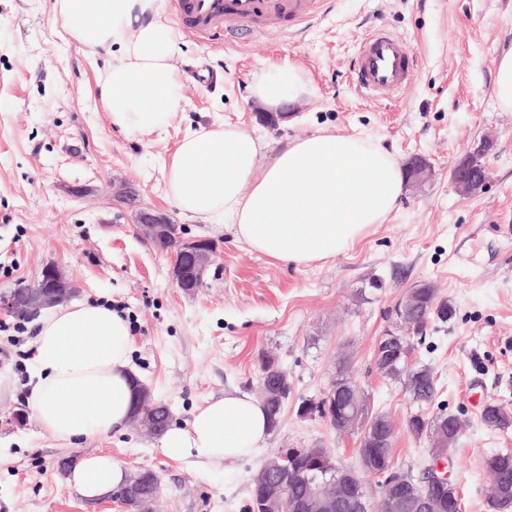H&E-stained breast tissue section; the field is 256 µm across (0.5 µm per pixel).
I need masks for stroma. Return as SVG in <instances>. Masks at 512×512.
Here are the masks:
<instances>
[{
  "mask_svg": "<svg viewBox=\"0 0 512 512\" xmlns=\"http://www.w3.org/2000/svg\"><path fill=\"white\" fill-rule=\"evenodd\" d=\"M51 3L0 0V293L52 262L79 299L111 300L129 324L135 372L176 424L226 391L256 394L266 355L287 374L290 392L261 448L216 469L172 459L158 437L130 427L68 447L35 418L11 422L29 403L37 325L0 312V368L15 376L0 392V512H118L111 499L76 494L60 471L62 461L102 454L159 477L154 512H246L253 474L280 448H325L337 467L358 469L359 432L340 434L325 418L296 413L301 401L322 398L342 359L372 412L395 427L396 468L421 480L432 463L428 444L406 428L421 407L403 381L378 373L372 352L406 294L424 282L455 315L410 336L412 364L429 366L437 386L421 409L463 423L449 451L463 512H497L483 460L512 451V427L488 428L481 412L488 403L512 412V112L492 96L493 61L512 50V0H329L311 22L271 26L244 44L184 34L174 60L181 105L166 127L145 133L113 128L97 87L105 62L66 34ZM379 28L418 55L410 87L391 101L359 95L350 80L360 42ZM288 64L305 72L312 92L270 126L250 85L261 69ZM200 124L262 137V166L296 136L327 129L372 136L402 164L424 156L433 171L406 186L391 218L352 248L296 267L170 203L166 164ZM486 136L494 142L489 184L461 194L450 170ZM125 182L189 235L217 242V267L195 295L176 287L169 258L137 236L130 210L114 199Z\"/></svg>",
  "mask_w": 512,
  "mask_h": 512,
  "instance_id": "35a3bbf8",
  "label": "stroma"
}]
</instances>
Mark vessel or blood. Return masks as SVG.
Masks as SVG:
<instances>
[{"instance_id": "1", "label": "vessel or blood", "mask_w": 512, "mask_h": 512, "mask_svg": "<svg viewBox=\"0 0 512 512\" xmlns=\"http://www.w3.org/2000/svg\"><path fill=\"white\" fill-rule=\"evenodd\" d=\"M327 0H175L184 25L196 35L217 33L225 39L252 36L258 23L302 25L314 19ZM416 55L400 36L378 30L362 42L352 66L360 92L386 99L398 97L410 84Z\"/></svg>"}]
</instances>
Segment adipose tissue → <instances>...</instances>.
I'll list each match as a JSON object with an SVG mask.
<instances>
[{
    "label": "adipose tissue",
    "instance_id": "adipose-tissue-1",
    "mask_svg": "<svg viewBox=\"0 0 512 512\" xmlns=\"http://www.w3.org/2000/svg\"><path fill=\"white\" fill-rule=\"evenodd\" d=\"M67 34L108 56L98 80L112 126L122 132L167 125L180 104L172 61L181 44L160 0H53ZM303 71L270 66L251 92L269 111L309 94ZM263 139L221 124L188 130L166 169L167 197L184 216L230 225L235 238L261 255L305 266L335 257L385 223L404 193L396 157L363 136L319 130L295 137L271 163L258 166ZM29 347L32 409L56 441L110 434L131 414L135 371L129 326L110 301H71L42 311ZM270 433L269 416L251 395L225 393L199 407L184 426L160 437L173 459L217 467L250 454ZM111 457L82 459L70 485L96 499L124 483Z\"/></svg>",
    "mask_w": 512,
    "mask_h": 512
}]
</instances>
